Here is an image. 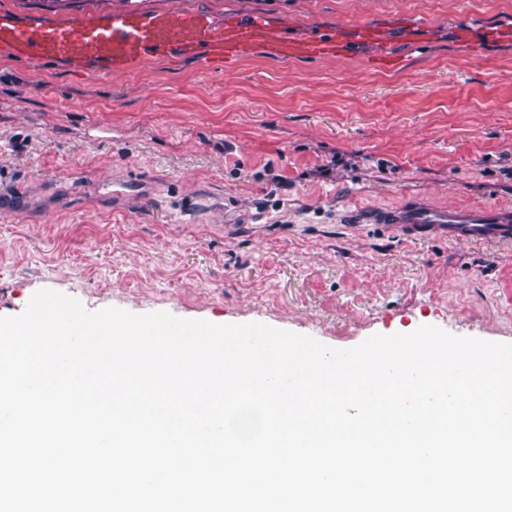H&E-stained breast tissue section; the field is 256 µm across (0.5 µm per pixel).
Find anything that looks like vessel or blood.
Listing matches in <instances>:
<instances>
[{"label":"vessel or blood","instance_id":"b4317fda","mask_svg":"<svg viewBox=\"0 0 512 512\" xmlns=\"http://www.w3.org/2000/svg\"><path fill=\"white\" fill-rule=\"evenodd\" d=\"M0 50L17 58L68 66L89 75L131 71L148 59L178 55L205 62L263 54L273 58L336 57L347 44L332 33L292 37L262 19L228 23L194 12H116L87 22L29 19L0 10ZM350 223L384 224L412 240L512 243V208L441 205L421 197L392 207L361 208Z\"/></svg>","mask_w":512,"mask_h":512}]
</instances>
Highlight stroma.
<instances>
[{
	"instance_id": "35a3bbf8",
	"label": "stroma",
	"mask_w": 512,
	"mask_h": 512,
	"mask_svg": "<svg viewBox=\"0 0 512 512\" xmlns=\"http://www.w3.org/2000/svg\"><path fill=\"white\" fill-rule=\"evenodd\" d=\"M168 8L385 38L106 77L0 50V192L28 200L0 218V317L49 288L339 349L423 325L512 344V245L341 221L418 196L512 207V0H0L59 19ZM116 178L151 189L116 198Z\"/></svg>"
}]
</instances>
